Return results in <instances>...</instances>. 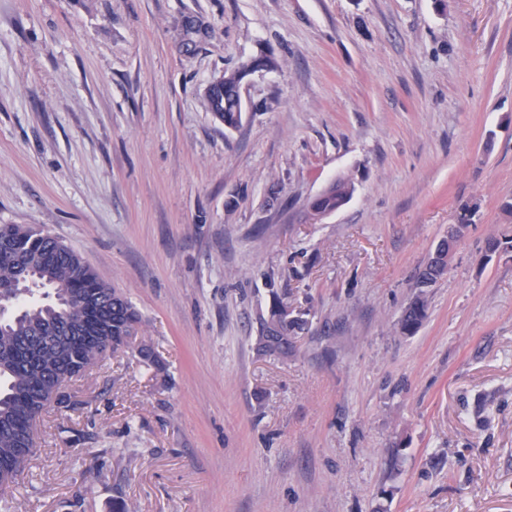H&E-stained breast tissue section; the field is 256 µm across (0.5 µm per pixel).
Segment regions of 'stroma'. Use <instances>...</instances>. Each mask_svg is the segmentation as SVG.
I'll list each match as a JSON object with an SVG mask.
<instances>
[{
  "mask_svg": "<svg viewBox=\"0 0 512 512\" xmlns=\"http://www.w3.org/2000/svg\"><path fill=\"white\" fill-rule=\"evenodd\" d=\"M262 50L226 131L205 88ZM0 224L78 252L166 365L69 380L9 512H512V0H0ZM274 287L308 313L285 360ZM333 183L329 184L326 188H324L320 193H318L316 197L319 195H322L326 193L332 186ZM351 189H353L352 184L348 181H345L344 179H337V184L335 181L334 186L329 190L326 194L323 196L317 198L312 203V208H315L316 210L322 211V212H315L311 209L310 206H307L306 214L307 217L313 221L316 222L318 220H321L324 217H327L333 213V212H325V211H331L335 210L336 207H339L341 203L345 200V198L348 196H351ZM314 198V199H315ZM463 224H451L448 227V236L446 235L444 238L440 240V245L435 248V251L432 257L429 260V265L431 270L435 273H440L443 263L447 262V267L450 262V259L456 249V246L459 242V235L457 233V229L459 226ZM445 241L447 242L448 249L446 250Z\"/></svg>",
  "mask_w": 512,
  "mask_h": 512,
  "instance_id": "stroma-1",
  "label": "stroma"
}]
</instances>
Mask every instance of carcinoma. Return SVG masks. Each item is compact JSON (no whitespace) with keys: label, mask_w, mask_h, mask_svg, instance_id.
Wrapping results in <instances>:
<instances>
[{"label":"carcinoma","mask_w":512,"mask_h":512,"mask_svg":"<svg viewBox=\"0 0 512 512\" xmlns=\"http://www.w3.org/2000/svg\"><path fill=\"white\" fill-rule=\"evenodd\" d=\"M352 184L337 180L312 207L336 209L351 196ZM0 241L10 253H0V290L32 279L35 290L49 301L18 299L0 316V463L15 476L29 457L17 453L22 440L42 414L44 395L71 376L95 367L107 353L129 347L126 337L137 333L141 316L123 292L112 287L69 246L32 225L0 224ZM272 303L260 317L259 335L278 326L277 344L269 354L293 353L295 340L308 326L304 313L291 307L288 293L271 290ZM426 302L416 298L405 315L421 325Z\"/></svg>","instance_id":"1"}]
</instances>
